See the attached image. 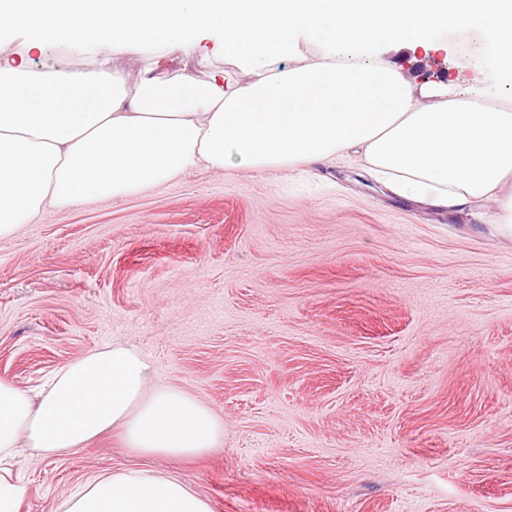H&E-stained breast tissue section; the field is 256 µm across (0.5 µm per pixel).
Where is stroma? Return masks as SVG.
Returning a JSON list of instances; mask_svg holds the SVG:
<instances>
[{"label":"stroma","mask_w":512,"mask_h":512,"mask_svg":"<svg viewBox=\"0 0 512 512\" xmlns=\"http://www.w3.org/2000/svg\"><path fill=\"white\" fill-rule=\"evenodd\" d=\"M28 67L89 63L18 31ZM482 21L416 49L301 38L284 64L386 61L416 84L512 100ZM206 79L236 72L217 40L190 53L115 46ZM494 205L453 212L388 192L356 155L296 169L197 168L121 199L46 209L0 240V379L39 388L125 342L224 422L193 459L133 455L120 431L62 458L24 452L20 512H57L96 472L162 469L212 512H512V235Z\"/></svg>","instance_id":"35a3bbf8"}]
</instances>
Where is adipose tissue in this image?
Wrapping results in <instances>:
<instances>
[{
	"instance_id": "ef3b65f1",
	"label": "adipose tissue",
	"mask_w": 512,
	"mask_h": 512,
	"mask_svg": "<svg viewBox=\"0 0 512 512\" xmlns=\"http://www.w3.org/2000/svg\"><path fill=\"white\" fill-rule=\"evenodd\" d=\"M490 25L493 67L512 72V0H0V26L42 50L67 39L96 62L34 72L0 52V239L46 208L121 198L203 166L296 168L357 149L397 196L455 209L495 201L512 231V102L416 87L388 62L317 60L282 69L300 34L397 49L472 20ZM217 38L245 69L201 80L147 65L135 87L113 72L114 43L184 50ZM151 361L115 343L55 371L39 397L0 380V512L27 488L7 463L18 443L54 457L121 430L136 455L189 458L223 441L221 419L180 388L153 384ZM60 512H211L165 472L89 476Z\"/></svg>"
}]
</instances>
